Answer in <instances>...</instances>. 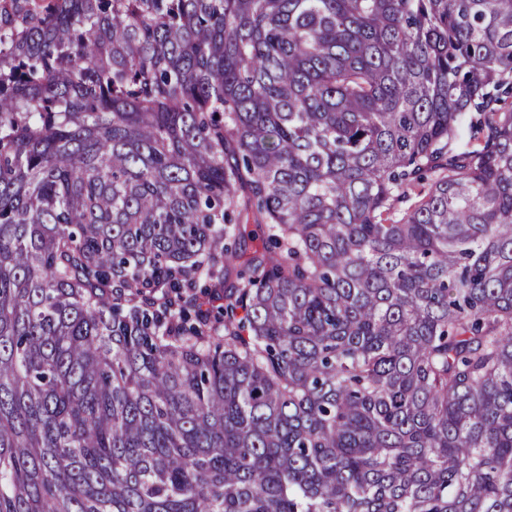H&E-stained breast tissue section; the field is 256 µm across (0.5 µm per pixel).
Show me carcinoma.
<instances>
[{
  "instance_id": "1",
  "label": "carcinoma",
  "mask_w": 512,
  "mask_h": 512,
  "mask_svg": "<svg viewBox=\"0 0 512 512\" xmlns=\"http://www.w3.org/2000/svg\"><path fill=\"white\" fill-rule=\"evenodd\" d=\"M500 91L512 0H0V512H512Z\"/></svg>"
}]
</instances>
